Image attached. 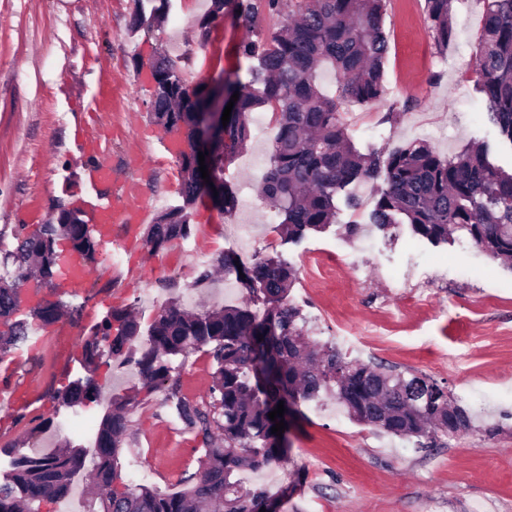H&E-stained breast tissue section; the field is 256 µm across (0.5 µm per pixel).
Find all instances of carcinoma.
Listing matches in <instances>:
<instances>
[{"instance_id":"cac0c4a2","label":"carcinoma","mask_w":512,"mask_h":512,"mask_svg":"<svg viewBox=\"0 0 512 512\" xmlns=\"http://www.w3.org/2000/svg\"><path fill=\"white\" fill-rule=\"evenodd\" d=\"M131 32H151L168 18L172 0H136ZM198 19L200 40L210 26L230 12L251 30L263 17L280 18L265 44L248 41L241 47L245 71L227 73L222 84H189L178 62L161 56L150 66L155 82L150 102L154 123L181 133L190 142L201 115L209 111L217 91L224 102L239 94L224 138H216L209 180L201 178L199 160L179 152L183 173L181 203L150 225L145 237L149 252L158 253L176 239L191 235L190 209L204 195L227 210L235 206L224 189V163L251 137L250 116L259 108L276 113L277 131L261 193L280 218L288 241L323 232L336 223V200L346 192V205L357 211L362 202L350 190L354 183L382 176L369 223L384 230L408 224L433 243L469 239L493 259L512 260V171L489 159V147L475 144L445 159L428 144L415 141L387 154L366 156L351 142L340 106L373 103L385 95L383 65L388 38L382 23L383 0H208ZM436 44L445 50L454 38L449 22L451 0H426ZM322 65L336 72V90L328 94L318 82ZM479 93L501 134L512 143V0H487L476 61ZM6 257L12 274L0 275V354L27 340L30 324L12 319L20 306L18 283L30 272L52 286L62 275L57 244L94 261L98 243L79 214L62 210L56 221L16 236ZM249 287L257 288L268 307L258 315L247 303L189 312L173 303L148 328L146 346L135 365L148 393L167 386L184 426L205 446V468L184 490L162 493L141 487L119 488L117 459L132 401L112 404L102 421L94 453V480L101 490V512H260L267 494L243 488L237 472L260 469L281 461L286 438L271 433L268 413L284 402L297 413L301 403L332 392L356 421L403 439H417L430 448L454 432L470 427L468 412L453 404L448 390L412 372L346 359L333 347H320L306 334L301 311L289 299L296 270L281 258H264L243 269ZM47 325L58 319V306L32 310ZM140 324L125 309H114L85 343L90 362L103 351L122 361L132 359V341ZM208 348L213 373L210 401L201 406L179 395L170 381L169 356H187ZM96 392L93 380L79 382L63 395L78 405ZM84 465L81 455L58 451L13 462L8 485H0V512H39L44 500L65 497L73 476Z\"/></svg>"}]
</instances>
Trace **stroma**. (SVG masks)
<instances>
[{"label": "stroma", "mask_w": 512, "mask_h": 512, "mask_svg": "<svg viewBox=\"0 0 512 512\" xmlns=\"http://www.w3.org/2000/svg\"><path fill=\"white\" fill-rule=\"evenodd\" d=\"M384 4L386 93L373 104L341 107L355 146L384 153L422 140L448 157L485 141L494 162L511 169L512 145L488 120L476 89L486 0H453L455 39L444 52L428 27L426 0ZM134 12V0H0V256L16 245L20 210L36 209L47 220L63 208L82 211L83 121L97 127L116 177L99 190L98 203L119 206L118 181L134 180L155 214L179 204L178 158L163 142L182 136L149 115V65L169 54L193 84L205 52L214 78L243 65L239 46L251 35L227 16L199 39L202 11L194 0H172L153 33L131 32ZM269 148L251 136L225 163L236 205L224 214L199 198L193 215L217 222L205 230L196 221L187 241L149 254L141 224L133 248L98 245L83 295L43 286L34 298L28 282L20 283L21 318L39 302L60 303L62 315L56 325L34 322L27 342L0 359V384L16 393L0 408V483L19 457L85 449V433L69 416L80 413L98 428L116 399L135 402L119 450L124 484L134 485L141 470L144 486L172 493L183 475L198 472L204 445L177 418L165 390L146 393L135 366L110 354L88 363L85 343L115 309H131L144 329L172 302L189 310L242 302L264 310L263 294L235 275L198 282L201 270L231 252L247 265L277 255L297 269L290 296L313 340L351 360L425 374L471 416L468 430L418 448L352 420L333 399L308 402L280 464L241 471L246 485L278 497L280 512H512V267L464 238L435 246L407 224L385 231L364 225L376 200L373 183L356 189L360 211L341 209L328 230L286 242L279 223H267L272 207L260 193ZM353 220L363 227L351 237ZM170 365L182 395L208 402L206 350ZM89 377L97 393L78 407L65 405L62 394Z\"/></svg>", "instance_id": "stroma-1"}]
</instances>
